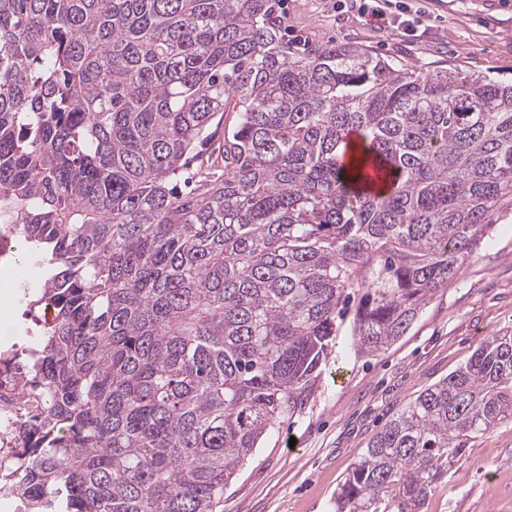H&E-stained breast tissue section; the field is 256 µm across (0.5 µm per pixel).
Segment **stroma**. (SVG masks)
Instances as JSON below:
<instances>
[{
  "label": "stroma",
  "instance_id": "35a3bbf8",
  "mask_svg": "<svg viewBox=\"0 0 512 512\" xmlns=\"http://www.w3.org/2000/svg\"><path fill=\"white\" fill-rule=\"evenodd\" d=\"M425 30L370 25L358 0H283L294 42H341L431 69L451 65L512 79V0H406ZM301 409L270 429L224 491V512H333L349 469L385 424L425 388L512 329V223L491 237L387 350L352 346V315ZM424 512H512V422L475 439Z\"/></svg>",
  "mask_w": 512,
  "mask_h": 512
}]
</instances>
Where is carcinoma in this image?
<instances>
[{"instance_id":"obj_1","label":"carcinoma","mask_w":512,"mask_h":512,"mask_svg":"<svg viewBox=\"0 0 512 512\" xmlns=\"http://www.w3.org/2000/svg\"><path fill=\"white\" fill-rule=\"evenodd\" d=\"M224 172L192 169L227 107ZM512 219V81L297 46L276 0H0V224L45 279L26 512H220L336 339L394 344ZM512 421V332L404 405L334 512H423Z\"/></svg>"}]
</instances>
